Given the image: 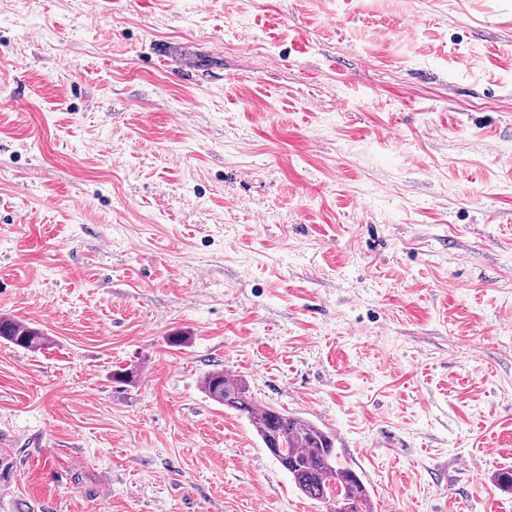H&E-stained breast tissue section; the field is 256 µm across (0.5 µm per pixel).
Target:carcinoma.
<instances>
[{
  "instance_id": "1",
  "label": "carcinoma",
  "mask_w": 512,
  "mask_h": 512,
  "mask_svg": "<svg viewBox=\"0 0 512 512\" xmlns=\"http://www.w3.org/2000/svg\"><path fill=\"white\" fill-rule=\"evenodd\" d=\"M0 339L34 351L47 342L39 329L7 316L0 317ZM201 388L212 401L249 419L302 494L326 504L329 512H373L365 484L340 462L332 433L311 421L258 405L242 378L222 370L205 374Z\"/></svg>"
}]
</instances>
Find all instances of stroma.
I'll return each mask as SVG.
<instances>
[{
    "mask_svg": "<svg viewBox=\"0 0 512 512\" xmlns=\"http://www.w3.org/2000/svg\"><path fill=\"white\" fill-rule=\"evenodd\" d=\"M1 314L0 512H512V0H0ZM0 339L25 350H39L48 340L37 328L14 318L0 317ZM201 388L212 401L249 419L302 494L327 504L330 512H373L365 484L340 462L332 433L288 412L258 405L243 379L223 370L205 374Z\"/></svg>",
    "mask_w": 512,
    "mask_h": 512,
    "instance_id": "obj_1",
    "label": "stroma"
}]
</instances>
